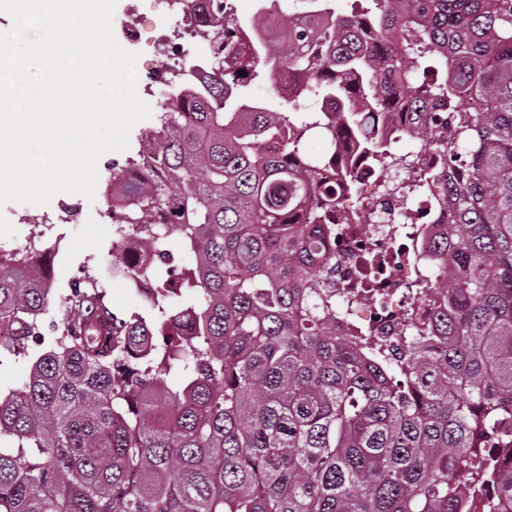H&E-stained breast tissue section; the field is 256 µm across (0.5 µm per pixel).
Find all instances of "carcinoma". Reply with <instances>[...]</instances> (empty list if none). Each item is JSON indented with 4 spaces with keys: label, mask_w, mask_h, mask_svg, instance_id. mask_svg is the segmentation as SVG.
<instances>
[{
    "label": "carcinoma",
    "mask_w": 512,
    "mask_h": 512,
    "mask_svg": "<svg viewBox=\"0 0 512 512\" xmlns=\"http://www.w3.org/2000/svg\"><path fill=\"white\" fill-rule=\"evenodd\" d=\"M372 2L286 45L254 41L274 7L214 9L209 40L237 65L161 98L151 162L111 175L112 250L132 232L155 257L142 313L73 284L46 337L54 254L0 270V364L42 346L0 391V512H470L463 485L486 512L512 506V0ZM259 65L304 74L330 120L233 104ZM384 68L404 111L433 108L439 131L409 137L453 172L448 272L429 286L444 311L392 359L336 337L318 228L336 220L333 155L381 150L365 114L386 111Z\"/></svg>",
    "instance_id": "cac0c4a2"
}]
</instances>
